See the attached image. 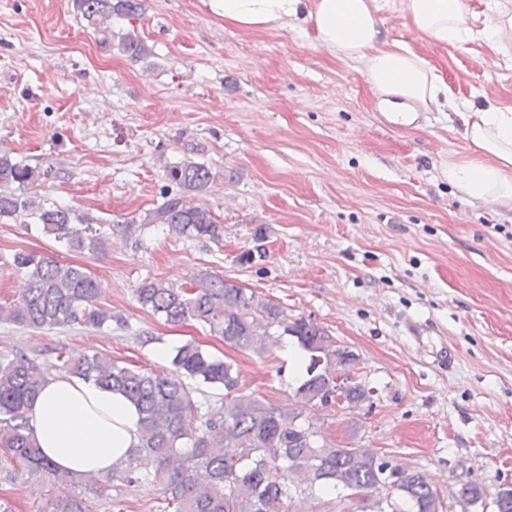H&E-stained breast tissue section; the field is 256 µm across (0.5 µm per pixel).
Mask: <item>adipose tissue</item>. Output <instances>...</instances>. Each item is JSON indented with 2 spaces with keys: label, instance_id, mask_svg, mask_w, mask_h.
I'll return each instance as SVG.
<instances>
[{
  "label": "adipose tissue",
  "instance_id": "obj_1",
  "mask_svg": "<svg viewBox=\"0 0 512 512\" xmlns=\"http://www.w3.org/2000/svg\"><path fill=\"white\" fill-rule=\"evenodd\" d=\"M226 24L243 31L300 20L321 47L362 62L380 107L409 126L418 111L449 107L448 88L406 44L379 42V13L397 9L417 30L444 45L475 38L464 0H209ZM469 155L448 163V180L471 196L512 201V109L492 105L461 113ZM39 447L59 469L111 473L138 444V413L123 395L67 376L46 379L27 412Z\"/></svg>",
  "mask_w": 512,
  "mask_h": 512
}]
</instances>
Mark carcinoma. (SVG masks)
Wrapping results in <instances>:
<instances>
[{
  "mask_svg": "<svg viewBox=\"0 0 512 512\" xmlns=\"http://www.w3.org/2000/svg\"><path fill=\"white\" fill-rule=\"evenodd\" d=\"M76 2L88 26L105 36L112 33V18H131L141 10V0ZM120 45L135 59L149 53L143 39L130 33ZM44 176L39 167L0 152V223L36 224L69 252L103 251L112 223L38 196L32 188ZM165 176L176 191L143 219L126 218L118 228L135 236L151 224H162L177 236L220 241L223 225L207 204L194 200L214 179L210 169L184 160L166 166ZM12 266L23 277V287L15 299L0 303L1 322L31 329L101 327L112 321L126 326L101 305L100 283L85 268L27 251L14 253ZM134 296L170 325L194 321L224 343L259 355L271 345L280 346L284 337L292 338L303 352L299 385L292 402H270L240 383L233 361L194 341L175 347L171 368L162 373L98 354L75 358L64 348L53 349L45 365L22 354L0 355V448L28 478L57 488L46 512H90L80 488L93 482L88 474L57 470L29 432L26 412L53 370L121 393L137 408L139 444L113 465V472L125 474L129 483L137 469L151 472L163 488V512H288L293 488L311 495L340 488L363 493L358 512H385L383 502L394 497L410 503L413 512H443L440 493L425 474L392 466L367 448L320 444L312 425L302 421L300 405L326 397L336 387V376L352 374L358 360L348 358L324 327L294 318L283 306L247 295L233 281L208 273L177 287L145 280ZM188 379L224 390V401H194ZM341 396V403L355 407L372 398V389L357 381ZM196 418L201 423L193 428ZM458 495L468 505L487 498L482 485L468 480ZM493 503L496 512H512V488L498 489Z\"/></svg>",
  "mask_w": 512,
  "mask_h": 512,
  "instance_id": "obj_1",
  "label": "carcinoma"
}]
</instances>
